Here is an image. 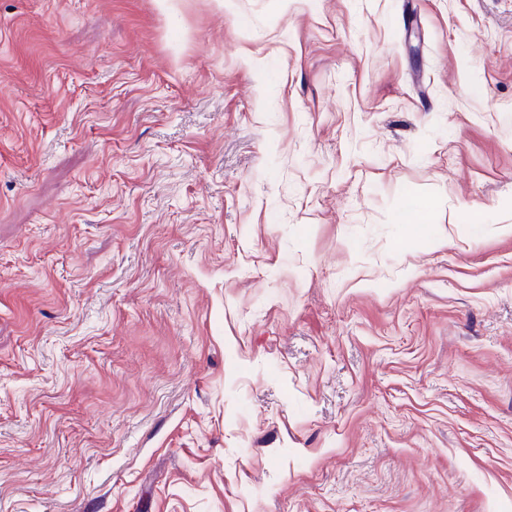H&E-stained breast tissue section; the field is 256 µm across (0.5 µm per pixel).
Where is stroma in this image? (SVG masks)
<instances>
[{"label": "stroma", "instance_id": "obj_1", "mask_svg": "<svg viewBox=\"0 0 512 512\" xmlns=\"http://www.w3.org/2000/svg\"><path fill=\"white\" fill-rule=\"evenodd\" d=\"M170 2L0 0V512H512V0Z\"/></svg>", "mask_w": 512, "mask_h": 512}]
</instances>
